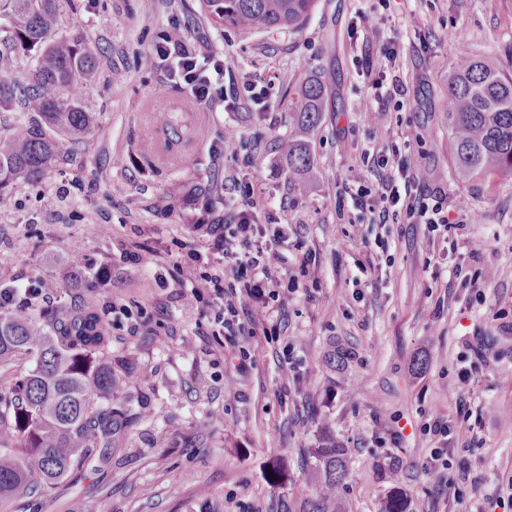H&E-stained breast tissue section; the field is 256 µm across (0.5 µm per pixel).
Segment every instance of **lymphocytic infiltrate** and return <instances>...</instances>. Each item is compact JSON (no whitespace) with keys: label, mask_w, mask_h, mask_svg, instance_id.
<instances>
[{"label":"lymphocytic infiltrate","mask_w":512,"mask_h":512,"mask_svg":"<svg viewBox=\"0 0 512 512\" xmlns=\"http://www.w3.org/2000/svg\"><path fill=\"white\" fill-rule=\"evenodd\" d=\"M154 52L169 60V79L187 86L198 101L221 98L228 112L236 111L244 98L257 106L265 103L264 89L249 82L238 83L225 69L223 60L189 49L181 34L166 32L155 44ZM366 164L370 170L381 172L378 183L361 184L354 189L342 187L338 200L347 199L353 208L369 210L374 223L390 224L402 219L409 224L426 225L435 236L447 237L450 222L444 193L421 181L405 163L399 146L368 156ZM233 187L241 200L238 209L223 223L205 227L212 239L208 253L217 256L224 270L219 274L203 271L208 253H190V263L197 269L191 292L196 301L213 307V323L219 333L238 342L240 353L246 358L250 355L248 338L256 333L254 325L246 321L250 306L281 299L280 292L271 287L270 258L287 245L300 251L302 266L288 280L295 292L306 285V267L312 263L313 255L302 238H289L287 228L254 221L252 184L238 179Z\"/></svg>","instance_id":"obj_1"}]
</instances>
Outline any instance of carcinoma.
<instances>
[{
    "label": "carcinoma",
    "instance_id": "obj_1",
    "mask_svg": "<svg viewBox=\"0 0 512 512\" xmlns=\"http://www.w3.org/2000/svg\"><path fill=\"white\" fill-rule=\"evenodd\" d=\"M315 0H203L205 11L224 26L261 25L297 30ZM0 19L11 38L0 50V111L18 110L12 139L0 146V203L5 187L40 183L50 171L60 141L84 139L95 117L74 93L97 70L100 45L55 34L56 0H6ZM36 52L30 76L19 82L1 73L5 58ZM293 120L297 133L282 147L288 174L312 165L304 135L325 112L324 83H302ZM448 126L458 170L465 176L512 173V77L490 57L471 59L448 80ZM221 175L196 188L207 223L224 216L213 196ZM107 323L95 301L62 319L54 310L0 307V366L23 356L27 367L11 385L0 384V506L46 495L86 461L110 454L114 437L131 415L112 407L116 398L112 362L104 355ZM321 485L306 512H336L337 490L348 470L347 449L325 431L316 449Z\"/></svg>",
    "mask_w": 512,
    "mask_h": 512
}]
</instances>
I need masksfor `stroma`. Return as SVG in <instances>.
<instances>
[{"instance_id":"1","label":"stroma","mask_w":512,"mask_h":512,"mask_svg":"<svg viewBox=\"0 0 512 512\" xmlns=\"http://www.w3.org/2000/svg\"><path fill=\"white\" fill-rule=\"evenodd\" d=\"M224 57L238 81L264 86L279 123L251 107L225 112L168 82L150 53L161 32ZM57 32L99 42L97 76L75 94L99 131L64 149L38 186L11 184L0 209V287L54 280L65 266L107 267L112 285L68 291L66 309L146 308L113 319L105 351L118 400L134 420L109 457L92 458L36 507L16 512H302L316 494L312 453L327 428L347 448L342 512H381L401 494L405 512H502L512 484V173L461 176L448 127V77L467 56L492 55L512 77V0H316L296 31L225 27L200 0H58ZM396 58L383 63L384 46ZM408 88L384 110L382 69ZM321 78L328 107L308 139L310 172L292 176L281 143L293 129L300 84ZM410 133L408 163L448 197L447 238L421 224L370 223L338 213L343 184L377 183L364 163ZM248 177L257 218L290 225L316 254L317 286L284 305L253 308L252 361L207 333L212 315L177 281L174 263L207 246L196 230L194 190L213 171ZM384 236L387 251L365 240ZM149 245L151 266L129 255ZM495 337L476 360L468 391L457 373L467 346ZM293 365L280 361L285 345ZM348 350L343 368L326 358ZM425 358L424 369L413 362ZM441 417L478 487L462 497L425 465ZM280 483L268 479L271 469Z\"/></svg>"}]
</instances>
